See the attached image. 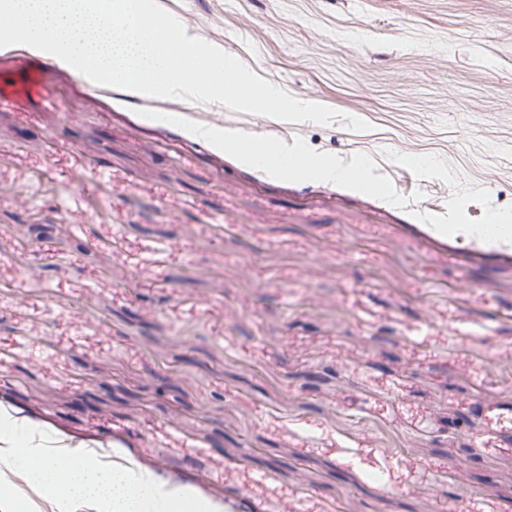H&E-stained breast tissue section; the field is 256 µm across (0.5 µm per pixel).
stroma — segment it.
Returning <instances> with one entry per match:
<instances>
[{"mask_svg":"<svg viewBox=\"0 0 512 512\" xmlns=\"http://www.w3.org/2000/svg\"><path fill=\"white\" fill-rule=\"evenodd\" d=\"M158 2L339 116L0 47V406L234 512H512V247L460 234L512 218V0ZM199 121L360 176L247 163ZM306 171L325 180H351L359 177L356 169L343 167L331 159H314Z\"/></svg>","mask_w":512,"mask_h":512,"instance_id":"obj_1","label":"stroma"}]
</instances>
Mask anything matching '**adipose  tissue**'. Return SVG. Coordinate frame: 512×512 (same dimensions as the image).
<instances>
[{"mask_svg": "<svg viewBox=\"0 0 512 512\" xmlns=\"http://www.w3.org/2000/svg\"><path fill=\"white\" fill-rule=\"evenodd\" d=\"M23 419L0 414V512H17L12 475L23 472L34 491L51 490L50 512H221L212 500L167 491L165 480L129 464L89 459Z\"/></svg>", "mask_w": 512, "mask_h": 512, "instance_id": "1", "label": "adipose tissue"}]
</instances>
